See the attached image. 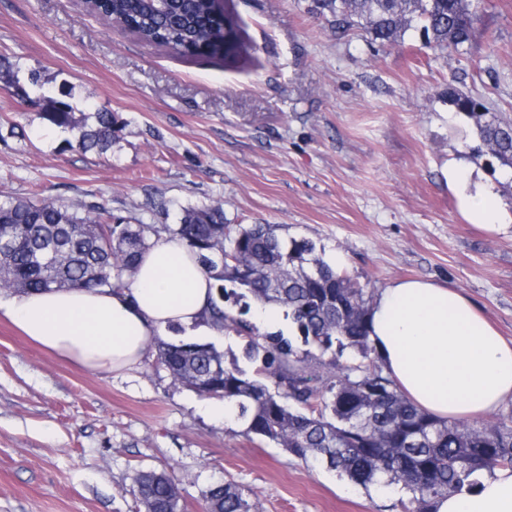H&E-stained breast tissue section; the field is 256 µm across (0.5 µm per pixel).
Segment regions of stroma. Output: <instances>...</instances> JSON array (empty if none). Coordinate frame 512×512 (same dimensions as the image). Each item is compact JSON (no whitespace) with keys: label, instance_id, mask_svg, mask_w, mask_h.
<instances>
[{"label":"stroma","instance_id":"35a3bbf8","mask_svg":"<svg viewBox=\"0 0 512 512\" xmlns=\"http://www.w3.org/2000/svg\"><path fill=\"white\" fill-rule=\"evenodd\" d=\"M312 0H237L252 60L180 56L107 27L84 0H0V201L32 197L113 217L178 223L215 202L228 224H276L380 291L418 278L463 292L512 340V225L468 224L448 187L470 164L512 211V180L475 157V122L449 88L512 118V0H489L466 54L407 32L382 45L336 35ZM37 73L49 99L24 92ZM111 113L112 147L81 152L55 126ZM219 397L174 383L147 350L116 376L63 362L0 316V512H144L140 471L177 483L181 512L234 481L260 512H403L398 486L363 488L215 417Z\"/></svg>","mask_w":512,"mask_h":512}]
</instances>
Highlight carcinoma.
I'll use <instances>...</instances> for the list:
<instances>
[{"label": "carcinoma", "instance_id": "carcinoma-1", "mask_svg": "<svg viewBox=\"0 0 512 512\" xmlns=\"http://www.w3.org/2000/svg\"><path fill=\"white\" fill-rule=\"evenodd\" d=\"M87 0L107 25L192 56L224 41V63L248 51L234 0ZM317 13L338 34L359 29L389 43L418 28L424 45L443 56L464 51L484 0H316ZM448 102L474 120L488 155L512 167V121L479 98L448 89ZM49 114L77 131L78 149L104 153L112 146V113L73 120L68 103ZM274 224H226L220 204L183 209L177 224H114L104 204L84 212L24 198L0 202V290L40 291L75 286L128 287L142 253L162 237L181 240L214 280L211 324L246 340L249 372L225 364L213 342L159 338L157 362L174 382L202 396L224 398L244 434L314 458L364 488L393 484L409 495L410 512H431L434 500L473 490L478 477L512 467V413L468 424L434 417L413 404L383 375L368 342L372 292L332 268L308 239L286 240ZM276 303L294 325L286 335L261 334L247 319L245 300ZM243 305L238 312L226 306ZM330 354L324 376L307 363L310 348ZM357 363H338L345 350ZM272 384H266V381ZM144 512H180L178 487L164 472L137 479ZM207 512H259L234 483L209 489Z\"/></svg>", "mask_w": 512, "mask_h": 512}]
</instances>
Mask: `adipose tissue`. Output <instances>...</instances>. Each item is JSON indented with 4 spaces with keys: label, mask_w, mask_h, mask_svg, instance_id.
I'll list each match as a JSON object with an SVG mask.
<instances>
[{
    "label": "adipose tissue",
    "mask_w": 512,
    "mask_h": 512,
    "mask_svg": "<svg viewBox=\"0 0 512 512\" xmlns=\"http://www.w3.org/2000/svg\"><path fill=\"white\" fill-rule=\"evenodd\" d=\"M448 182L468 223L488 229L512 224V212L494 190L473 186L468 168L449 165ZM211 285L182 241L163 238L143 254L129 287L16 294L0 299V311L59 359L122 373L170 327L211 335ZM367 328L386 373L436 417L469 420L512 400V341L456 289L425 280L393 282L377 294ZM432 512H512V469L483 476L474 491L436 498Z\"/></svg>",
    "instance_id": "obj_1"
}]
</instances>
